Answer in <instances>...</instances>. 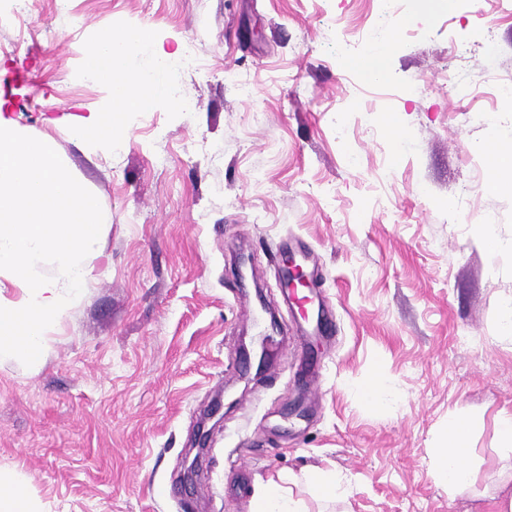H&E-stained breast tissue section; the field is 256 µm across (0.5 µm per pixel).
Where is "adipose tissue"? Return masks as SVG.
<instances>
[{"label":"adipose tissue","instance_id":"adipose-tissue-1","mask_svg":"<svg viewBox=\"0 0 512 512\" xmlns=\"http://www.w3.org/2000/svg\"><path fill=\"white\" fill-rule=\"evenodd\" d=\"M133 49L150 50L160 62L172 63L180 57L179 52L167 51L147 33L131 38L109 35L94 43L87 53L86 72L105 88L108 100L104 108L77 119L84 139L91 145L111 147L121 134L117 120L124 112L150 109L168 93L160 71L134 73L124 67L123 58ZM467 433L463 418L452 420L436 458L438 479L454 494L466 493L472 485L471 471L465 461Z\"/></svg>","mask_w":512,"mask_h":512}]
</instances>
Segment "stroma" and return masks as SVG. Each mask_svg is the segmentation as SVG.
I'll return each instance as SVG.
<instances>
[{"label":"stroma","instance_id":"35a3bbf8","mask_svg":"<svg viewBox=\"0 0 512 512\" xmlns=\"http://www.w3.org/2000/svg\"><path fill=\"white\" fill-rule=\"evenodd\" d=\"M376 22L377 0H0V106L54 144L107 222L101 274L47 328L40 363L0 357V470L39 512H251L271 480L325 512L301 480L314 470L344 476L335 512H495L496 475L512 466L497 435L512 413V251L487 252L473 226L494 213L512 241V193L486 163L512 129L497 94L512 77V0H399L373 80L343 43ZM141 29L170 51L193 46L199 67L174 76L196 108L159 100L128 113L111 149L93 147L62 121L107 102L87 51ZM287 241L317 259L334 336L306 335L316 303H283ZM262 301L286 340L246 380V309ZM377 375L371 403L361 391ZM217 403L188 496L169 495ZM457 415L473 470L462 495L434 467Z\"/></svg>","mask_w":512,"mask_h":512}]
</instances>
